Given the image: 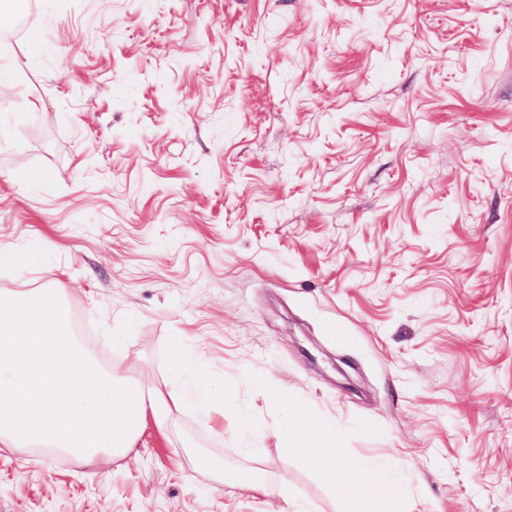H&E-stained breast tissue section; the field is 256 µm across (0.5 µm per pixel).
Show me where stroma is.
<instances>
[{"instance_id": "35a3bbf8", "label": "stroma", "mask_w": 512, "mask_h": 512, "mask_svg": "<svg viewBox=\"0 0 512 512\" xmlns=\"http://www.w3.org/2000/svg\"><path fill=\"white\" fill-rule=\"evenodd\" d=\"M27 3L0 12V289L60 282L156 381L202 351L224 435L1 449L0 512H346L274 436L290 408L426 512H512V0Z\"/></svg>"}]
</instances>
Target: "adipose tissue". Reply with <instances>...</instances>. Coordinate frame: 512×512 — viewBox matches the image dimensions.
Wrapping results in <instances>:
<instances>
[{
  "mask_svg": "<svg viewBox=\"0 0 512 512\" xmlns=\"http://www.w3.org/2000/svg\"><path fill=\"white\" fill-rule=\"evenodd\" d=\"M189 406L210 421L224 413L200 353H172L163 384L145 382L122 364H102L74 334L57 283L0 289L1 448L106 461L134 453L147 426L167 433ZM275 433L302 465L345 487L348 512H414L380 471L344 457L334 423L292 409Z\"/></svg>",
  "mask_w": 512,
  "mask_h": 512,
  "instance_id": "1",
  "label": "adipose tissue"
}]
</instances>
